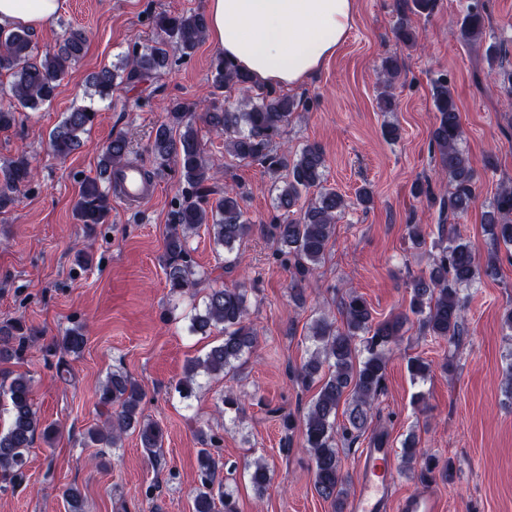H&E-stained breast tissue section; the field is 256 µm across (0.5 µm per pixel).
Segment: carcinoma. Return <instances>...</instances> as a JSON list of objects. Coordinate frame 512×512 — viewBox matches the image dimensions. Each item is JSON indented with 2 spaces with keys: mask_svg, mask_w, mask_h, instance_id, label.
<instances>
[{
  "mask_svg": "<svg viewBox=\"0 0 512 512\" xmlns=\"http://www.w3.org/2000/svg\"><path fill=\"white\" fill-rule=\"evenodd\" d=\"M484 17L475 6L464 18L460 37L472 41L483 33ZM155 26L166 35L154 44L128 55L115 67L105 66L92 76L91 86L100 100L112 98V88L120 81L133 87L155 80L169 64L170 53L189 56L206 36L205 16L183 13L177 16L159 14ZM399 39L408 47L419 45V33L399 17ZM86 35L69 28L57 50L39 56L34 52L30 30L24 27H0V75L11 78L8 88L0 92V130L18 124L21 109L36 110L50 102L59 83L68 74L84 48ZM402 74L394 60L383 63L381 83L387 92L380 98L379 108L390 111L394 106L391 90ZM237 86L243 97L234 106L206 108L203 119L217 133L225 136L224 148L240 161L257 162L276 178L287 171L284 186L276 196L281 219L267 231L277 244V256H286L293 270L292 289H301L314 275L329 249L335 224L347 207L344 197L326 186V165L323 150L306 144L296 152H277L276 139L300 103L291 96L254 84L252 78L219 57L213 64L212 87L216 90ZM435 124L431 145L439 164L448 176L446 209L455 217L468 212L475 202L477 176L466 151L461 147L463 129L458 108L448 79L440 76L432 84ZM97 115L92 107H78L66 113L50 134L48 148L57 157H66L81 146V134L90 128ZM151 151L159 166L173 162L182 183L181 199L172 212L165 238L164 273L172 294H183L200 283L189 260V239L197 229L207 226L216 245L232 252L244 239L251 224L241 208V194L233 187H224V195L209 203L215 179L212 166L198 139L191 113L178 103L167 113V120L155 130ZM127 138H112L103 150L99 175L83 181L74 205L77 219L83 224H100L109 214V191L101 178L110 169L124 164L129 155ZM33 178V168L24 154L0 168V209L13 200ZM315 191L314 200L303 214L295 215L294 207L304 193ZM487 232L499 244L512 245V187L499 188L484 217ZM432 261L428 275L412 280L409 312L374 322L366 299L351 291L341 298L343 319L335 324L322 317L309 327L313 350L297 370L296 378L305 388L315 382L320 387L302 421L304 443L314 460V487L317 494L331 501L335 512H343L347 496L342 475L340 450L350 448L372 422L374 405L383 391L388 354L406 332L410 317H416L426 334L457 344L465 333V301L462 291L480 274L498 275V257L489 256L484 271H479L469 242L458 235L446 233L438 225V237L431 244ZM221 329L224 339L203 355L187 360L179 381V393L189 398L198 387V378L224 377L239 371L244 356L257 341V332L248 322V290L242 286L212 288L203 310L190 318V330L205 334ZM84 329L68 330L56 342L63 354H78L86 345ZM26 337L16 336L12 328H0V360L8 361L24 351ZM407 369L415 381L426 379L431 364L420 357H411ZM0 396L7 399L9 423L0 430V479L16 488L24 481V468L29 448L36 435L47 443L55 439L56 429L41 425L32 399V381L19 374L10 383L0 386ZM142 386L127 374L114 371L100 385L98 406L105 416V425L91 426L84 433L85 443L101 448H120L124 435H138L140 446L152 459L163 448L165 431L144 416ZM344 407L343 423H337L339 407ZM203 448L197 453L199 485L195 489L193 512H237L233 496L224 491L217 478L223 469L220 456L211 446L219 442L214 433L200 434ZM416 435L409 434L402 442L401 457L408 466L421 463L423 481L437 477L449 479L451 464L439 465L434 457L417 447ZM251 483L265 488L271 480L266 464L257 460L249 468Z\"/></svg>",
  "mask_w": 512,
  "mask_h": 512,
  "instance_id": "carcinoma-1",
  "label": "carcinoma"
}]
</instances>
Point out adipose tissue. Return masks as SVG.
<instances>
[{
	"mask_svg": "<svg viewBox=\"0 0 512 512\" xmlns=\"http://www.w3.org/2000/svg\"><path fill=\"white\" fill-rule=\"evenodd\" d=\"M61 0H0V26L50 25ZM355 0H207V37L258 84L306 83L345 40Z\"/></svg>",
	"mask_w": 512,
	"mask_h": 512,
	"instance_id": "1",
	"label": "adipose tissue"
}]
</instances>
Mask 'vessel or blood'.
Wrapping results in <instances>:
<instances>
[{
    "instance_id": "1",
    "label": "vessel or blood",
    "mask_w": 512,
    "mask_h": 512,
    "mask_svg": "<svg viewBox=\"0 0 512 512\" xmlns=\"http://www.w3.org/2000/svg\"><path fill=\"white\" fill-rule=\"evenodd\" d=\"M123 204L138 207L151 200L156 183L146 181L140 165L124 166L116 185ZM392 450L387 439L371 440L357 458V489L346 512H440L438 498L431 493L409 494L400 498L392 494Z\"/></svg>"
}]
</instances>
